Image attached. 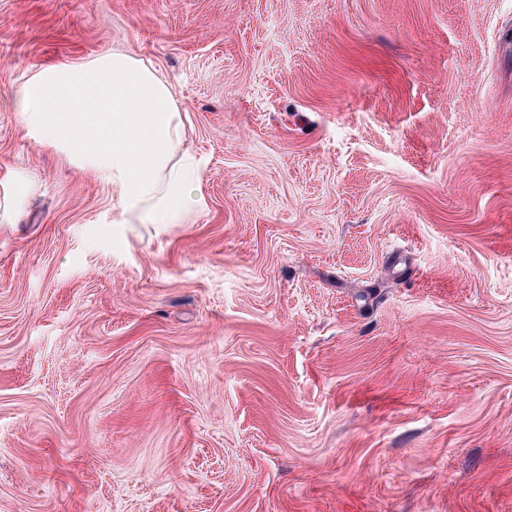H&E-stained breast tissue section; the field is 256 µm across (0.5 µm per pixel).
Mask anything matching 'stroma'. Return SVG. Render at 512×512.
Wrapping results in <instances>:
<instances>
[{
  "label": "stroma",
  "instance_id": "obj_1",
  "mask_svg": "<svg viewBox=\"0 0 512 512\" xmlns=\"http://www.w3.org/2000/svg\"><path fill=\"white\" fill-rule=\"evenodd\" d=\"M114 49L205 206L29 137ZM0 512H512V0H0ZM33 182L15 175L0 182V223L11 224L16 213L25 205L32 193Z\"/></svg>",
  "mask_w": 512,
  "mask_h": 512
}]
</instances>
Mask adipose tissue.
Listing matches in <instances>:
<instances>
[{"instance_id":"adipose-tissue-1","label":"adipose tissue","mask_w":512,"mask_h":512,"mask_svg":"<svg viewBox=\"0 0 512 512\" xmlns=\"http://www.w3.org/2000/svg\"><path fill=\"white\" fill-rule=\"evenodd\" d=\"M29 136L118 190L126 224H181L201 210L177 97L143 60L112 51L34 70L13 96Z\"/></svg>"}]
</instances>
